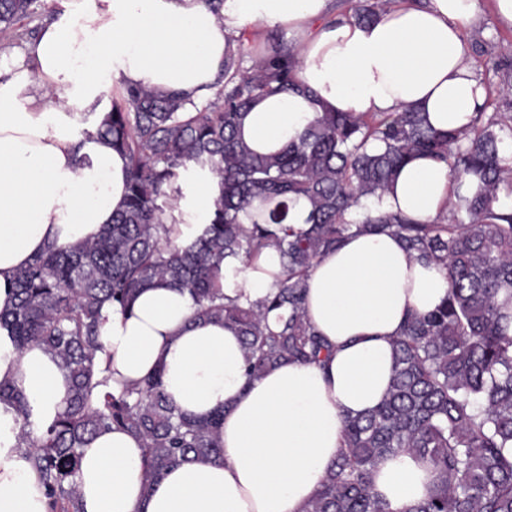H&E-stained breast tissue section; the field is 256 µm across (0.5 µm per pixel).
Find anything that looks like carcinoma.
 Here are the masks:
<instances>
[{
    "label": "carcinoma",
    "mask_w": 512,
    "mask_h": 512,
    "mask_svg": "<svg viewBox=\"0 0 512 512\" xmlns=\"http://www.w3.org/2000/svg\"><path fill=\"white\" fill-rule=\"evenodd\" d=\"M367 23L388 0H343ZM36 0H0V32L37 16ZM250 57L244 37L228 48L224 70L199 106L175 92L123 87L96 129L129 162L124 207L93 238L72 248L50 246L15 276V301L0 329L18 351L39 346L58 359L69 382L65 410L34 429L24 393L0 384V402L20 421L17 447L29 460L47 512H79L80 449L114 426L143 443V484L164 472L223 453L224 412L183 414L166 396L159 372L102 389L101 311L131 307L139 291L164 281L186 289L203 319L222 320L241 336L246 374L257 377L286 361L325 366L332 355L305 312L313 263L360 233L398 236L414 257L443 266L448 296L413 312L394 341L386 396L373 410L344 421L342 448L304 512H390L372 491L378 464L411 453L437 479L410 512H512V63L495 67L499 82L465 133L437 131L414 110L324 112L280 150L251 149L238 134L245 112L279 92L310 93L298 80L299 59L281 32ZM426 155L448 163L455 181L473 180L450 215L421 224L399 211L373 209L405 163ZM211 174L218 192L203 227L175 243L163 223L183 196L185 174ZM309 211L295 229L300 201ZM361 210V218L349 213ZM280 253L283 277L262 302L219 288L221 264H248L266 248ZM288 309L277 329L272 310Z\"/></svg>",
    "instance_id": "1"
}]
</instances>
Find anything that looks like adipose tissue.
Here are the masks:
<instances>
[{"mask_svg":"<svg viewBox=\"0 0 512 512\" xmlns=\"http://www.w3.org/2000/svg\"><path fill=\"white\" fill-rule=\"evenodd\" d=\"M475 0H395L369 23L333 18L332 0H224L221 15L197 0H69L28 44L26 59L0 74V311L14 302L15 273L49 245L80 244L112 221L125 201L127 161L104 141H79L84 117L100 122L104 80L183 93L203 102L242 28L256 45L278 29L300 59L299 79L315 91L255 103L240 135L273 153L317 112H422L438 130H469L486 98L465 36ZM476 183L455 187L446 163H406L381 207L421 223L444 216ZM216 180L197 181L164 218L186 243L210 210ZM282 277L280 256L264 250L247 267H226V295L257 302ZM445 270L417 262L399 238L358 234L314 262L306 313L334 347L327 367L284 363L247 379L234 327L196 318L186 290L157 284L129 310L104 306L101 340L112 356L108 388L161 372L185 414L224 413L220 459L167 470L142 489V442L115 428L81 450L83 512H303L340 448L345 417L377 407L394 370L393 341L407 314L437 307ZM0 381L22 389L31 420L46 429L69 383L40 347L16 351L0 329ZM19 426L0 409V512H46L35 471L16 446ZM430 465L409 454L383 460L372 483L391 512H408L429 492Z\"/></svg>","mask_w":512,"mask_h":512,"instance_id":"adipose-tissue-1","label":"adipose tissue"}]
</instances>
